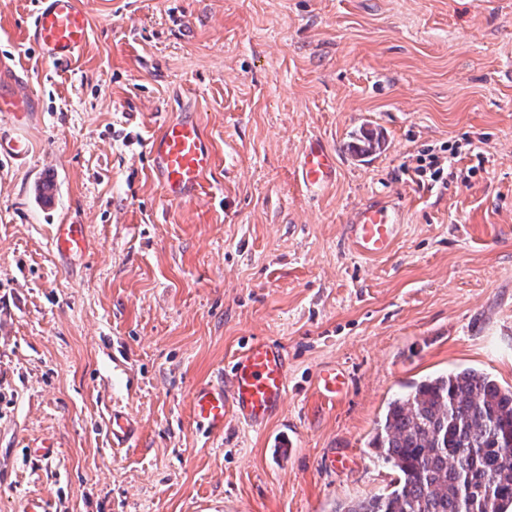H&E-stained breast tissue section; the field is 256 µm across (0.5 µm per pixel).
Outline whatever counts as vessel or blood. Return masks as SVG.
Segmentation results:
<instances>
[{
	"instance_id": "obj_1",
	"label": "vessel or blood",
	"mask_w": 512,
	"mask_h": 512,
	"mask_svg": "<svg viewBox=\"0 0 512 512\" xmlns=\"http://www.w3.org/2000/svg\"><path fill=\"white\" fill-rule=\"evenodd\" d=\"M89 20L78 0H35L32 22L25 31L42 59L63 62L74 57L85 44ZM31 110L24 95L0 97V113L23 122ZM153 172L165 195L173 201L197 197L204 177L213 167V151L199 123L183 116L162 124L149 148ZM30 154L26 137L0 135V159L25 162ZM301 175L311 188L335 181L336 153L322 140H310L302 152ZM402 207L399 203L368 204L353 212L347 237L354 250L375 258L389 253L400 231ZM54 248L65 258L83 257L87 249L84 228L60 224L55 229ZM320 395L335 400L346 387V376L336 367L322 368L316 378ZM288 395V366L283 347L272 340L256 339L235 355L229 385L205 384L192 393V410L197 423L208 433L222 431L227 418L254 429L264 428L282 410ZM135 433L132 417L125 407L112 408L109 434L115 445L127 443Z\"/></svg>"
}]
</instances>
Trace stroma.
<instances>
[{
	"mask_svg": "<svg viewBox=\"0 0 512 512\" xmlns=\"http://www.w3.org/2000/svg\"><path fill=\"white\" fill-rule=\"evenodd\" d=\"M79 2L87 43L55 64L23 38L31 0H0V94L32 103L0 125L32 146L0 165V512H334L389 490L368 441L405 382L474 367L512 387V0ZM182 112L214 167L176 203L149 145ZM362 127L385 145L359 158ZM315 137L338 173L309 190ZM432 156L447 183L416 175ZM388 200L400 234L363 257L350 214ZM58 224L83 225L82 258L54 253ZM263 338L288 355L282 412L204 433L193 389ZM328 366L350 378L332 403ZM38 440L54 457L28 456ZM316 386L320 395L333 401L345 390V373L336 366L322 368L317 374ZM135 433V426L132 417L125 407L115 405L109 421V435L116 446L127 443Z\"/></svg>",
	"mask_w": 512,
	"mask_h": 512,
	"instance_id": "obj_1",
	"label": "stroma"
}]
</instances>
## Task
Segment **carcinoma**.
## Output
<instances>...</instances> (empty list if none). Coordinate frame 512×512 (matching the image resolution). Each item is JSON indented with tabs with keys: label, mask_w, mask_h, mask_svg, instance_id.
Wrapping results in <instances>:
<instances>
[{
	"label": "carcinoma",
	"mask_w": 512,
	"mask_h": 512,
	"mask_svg": "<svg viewBox=\"0 0 512 512\" xmlns=\"http://www.w3.org/2000/svg\"><path fill=\"white\" fill-rule=\"evenodd\" d=\"M369 446L397 477L335 512H512V388L463 368L391 399Z\"/></svg>",
	"instance_id": "obj_1"
}]
</instances>
